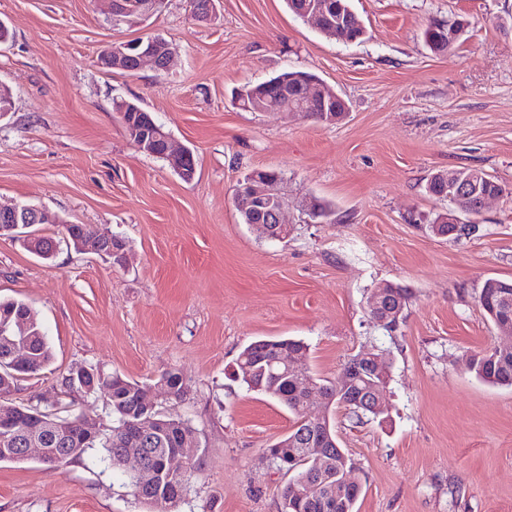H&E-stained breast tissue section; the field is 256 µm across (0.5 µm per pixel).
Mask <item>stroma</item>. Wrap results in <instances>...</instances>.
<instances>
[{
  "label": "stroma",
  "instance_id": "stroma-1",
  "mask_svg": "<svg viewBox=\"0 0 512 512\" xmlns=\"http://www.w3.org/2000/svg\"><path fill=\"white\" fill-rule=\"evenodd\" d=\"M366 35L343 44L293 15L285 0H216L207 24L189 0L121 23L94 0H0L13 33L0 45V201L55 216L44 260L0 238V298L27 304L53 351L21 379L17 405L112 421L99 395L63 385L93 368L146 384L174 370L184 391L159 395L189 420L199 469L177 512H281L288 478L265 450L294 425L274 399L234 376L245 346L298 338L318 380L333 381L363 348L390 362L387 410L374 421L333 413L363 491L355 512H512V387L487 384L469 359L502 339L477 302L489 278L512 280V195L475 218V233L440 238L431 174L477 168L512 186V0H352ZM467 27L444 54L422 32ZM158 34L171 68L135 74L98 65L112 44ZM309 70L337 91L346 117L326 125L253 112L235 90ZM139 102L196 160L182 180L136 150L112 101ZM255 170L283 176L291 238L244 224L233 193ZM333 215L313 220L309 198ZM65 223L126 242L113 265L61 241ZM406 287L395 330L374 324L371 292ZM0 512H144L122 473L82 459L57 469L0 463Z\"/></svg>",
  "mask_w": 512,
  "mask_h": 512
}]
</instances>
